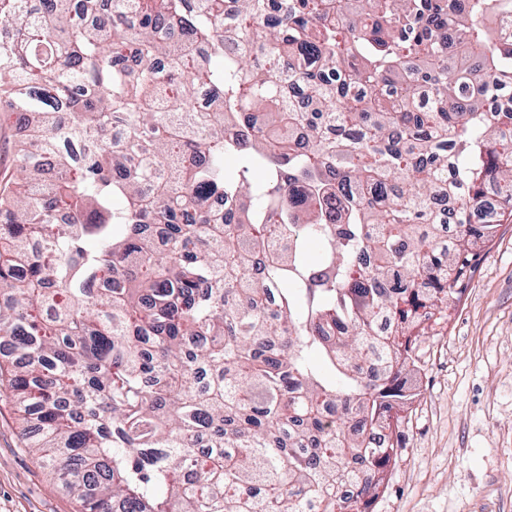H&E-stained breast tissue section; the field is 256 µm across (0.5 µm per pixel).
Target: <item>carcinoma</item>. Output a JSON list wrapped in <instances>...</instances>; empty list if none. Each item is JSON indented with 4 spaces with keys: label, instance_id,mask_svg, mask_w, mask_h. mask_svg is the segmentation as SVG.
<instances>
[{
    "label": "carcinoma",
    "instance_id": "obj_1",
    "mask_svg": "<svg viewBox=\"0 0 512 512\" xmlns=\"http://www.w3.org/2000/svg\"><path fill=\"white\" fill-rule=\"evenodd\" d=\"M510 14L0 0V112L39 144L0 195V387L81 512L379 495L415 345L512 223Z\"/></svg>",
    "mask_w": 512,
    "mask_h": 512
}]
</instances>
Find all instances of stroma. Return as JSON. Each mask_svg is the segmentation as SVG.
<instances>
[{
    "label": "stroma",
    "instance_id": "1",
    "mask_svg": "<svg viewBox=\"0 0 512 512\" xmlns=\"http://www.w3.org/2000/svg\"><path fill=\"white\" fill-rule=\"evenodd\" d=\"M22 132L0 112V187L17 176ZM409 382L420 394L373 512H512V224L480 248L447 323L419 338ZM29 453L0 390V512H79Z\"/></svg>",
    "mask_w": 512,
    "mask_h": 512
}]
</instances>
